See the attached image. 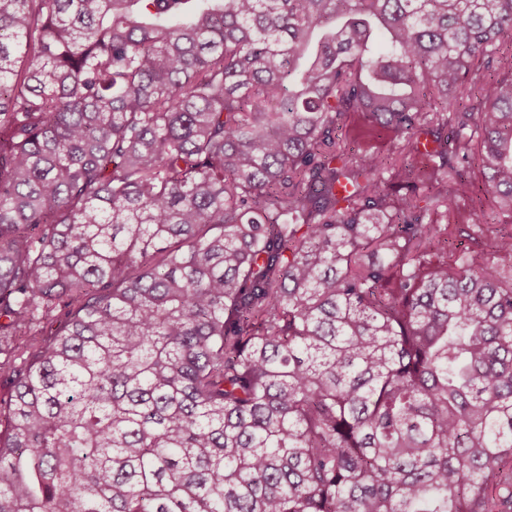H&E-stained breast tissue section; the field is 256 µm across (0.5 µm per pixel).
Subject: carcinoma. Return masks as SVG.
<instances>
[{"instance_id":"cac0c4a2","label":"carcinoma","mask_w":512,"mask_h":512,"mask_svg":"<svg viewBox=\"0 0 512 512\" xmlns=\"http://www.w3.org/2000/svg\"><path fill=\"white\" fill-rule=\"evenodd\" d=\"M484 197L512 0H0V512H512Z\"/></svg>"}]
</instances>
